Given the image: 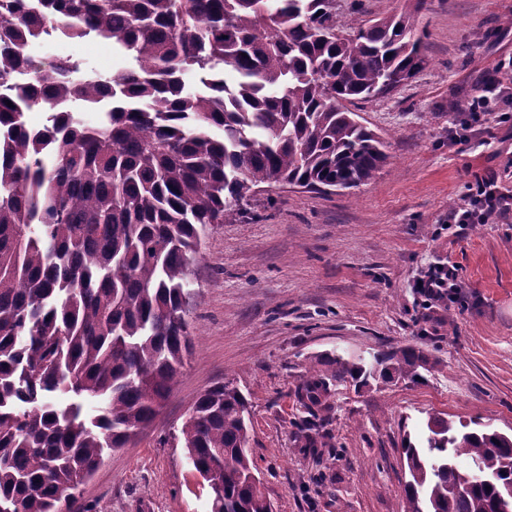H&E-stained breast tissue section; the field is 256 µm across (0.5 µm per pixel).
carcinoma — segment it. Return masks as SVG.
<instances>
[{"label": "carcinoma", "instance_id": "1", "mask_svg": "<svg viewBox=\"0 0 512 512\" xmlns=\"http://www.w3.org/2000/svg\"><path fill=\"white\" fill-rule=\"evenodd\" d=\"M423 5L345 32L336 0H0V85L31 75L0 93V512H59L155 420L190 354L184 305L207 225L263 188L375 177L385 143L346 104L424 67ZM52 31L110 40L132 66L97 84L73 79L70 57L44 68L27 48ZM189 72L208 94L185 92ZM73 100L112 108L88 126L57 110ZM424 364L412 346L338 358L296 398L322 421L332 383L414 381ZM246 414L220 384L180 429L211 512H272ZM426 429L419 446L403 437L405 512H512V435L441 413Z\"/></svg>", "mask_w": 512, "mask_h": 512}]
</instances>
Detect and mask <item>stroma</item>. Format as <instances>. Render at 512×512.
Instances as JSON below:
<instances>
[{
  "label": "stroma",
  "instance_id": "stroma-1",
  "mask_svg": "<svg viewBox=\"0 0 512 512\" xmlns=\"http://www.w3.org/2000/svg\"><path fill=\"white\" fill-rule=\"evenodd\" d=\"M409 0H336L343 30L410 9ZM426 65L353 109L387 143L360 187L258 192L209 225L192 266L194 352L155 422L107 455L61 512H208L202 479L177 439L197 397L233 382L249 402L250 448L273 512H403L404 434L428 414L512 434V214L452 236L448 212L475 177L512 187V130L452 142L448 103L476 94L512 58V0H427L416 15ZM458 266L457 300L424 321L413 285L438 261ZM412 346L419 383L342 382L320 428L296 389L336 356L357 362Z\"/></svg>",
  "mask_w": 512,
  "mask_h": 512
}]
</instances>
